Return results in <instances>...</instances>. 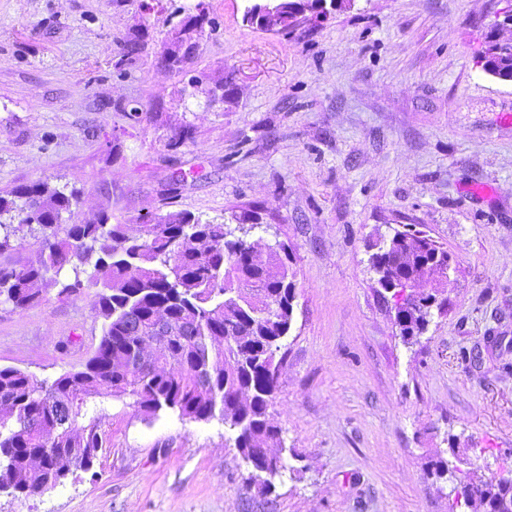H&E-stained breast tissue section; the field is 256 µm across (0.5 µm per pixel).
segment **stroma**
<instances>
[{
    "label": "stroma",
    "mask_w": 512,
    "mask_h": 512,
    "mask_svg": "<svg viewBox=\"0 0 512 512\" xmlns=\"http://www.w3.org/2000/svg\"><path fill=\"white\" fill-rule=\"evenodd\" d=\"M200 5L211 22L192 59L161 67ZM243 11L0 0V192L43 180L78 193L79 222L134 231L184 211L260 251L285 243L296 299L269 412L288 468L262 488L222 420L149 418L121 397L94 472L0 492V512H449L457 476L512 470V82L478 63L488 33L512 40V0H353L279 31ZM133 34L145 50L117 75ZM117 101L146 120L129 127ZM406 224L454 266L411 343L369 264ZM41 291L25 310L0 304V366L50 381L85 364L101 323L94 290ZM441 459L456 477L434 475Z\"/></svg>",
    "instance_id": "35a3bbf8"
}]
</instances>
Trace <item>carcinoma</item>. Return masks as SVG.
<instances>
[{"mask_svg":"<svg viewBox=\"0 0 512 512\" xmlns=\"http://www.w3.org/2000/svg\"><path fill=\"white\" fill-rule=\"evenodd\" d=\"M290 3L281 0L278 15L259 28H288ZM78 203L76 192L42 180L0 195V255L14 250L23 229L39 242L34 258L0 264V303L19 310L39 304L38 284L50 276L67 298L97 289L101 320L100 342L79 370L49 383L0 367V475L9 489L41 495L93 470L107 447L102 419L112 396L131 397L147 417L167 410L195 420L220 417L236 431L251 478L270 487L287 468L282 453L260 449L280 443L268 408L293 321L288 248L273 246L259 259L226 225L185 212H169L132 235L105 214L73 221ZM448 258L422 231L408 229L371 254L379 279L412 281L410 300L394 309L404 340L424 333L437 305L436 295L417 291L419 281L444 278ZM65 405L72 408L67 419L59 415ZM454 491L456 505L471 512H487L492 501L512 504V487L474 475Z\"/></svg>","mask_w":512,"mask_h":512,"instance_id":"1","label":"carcinoma"}]
</instances>
